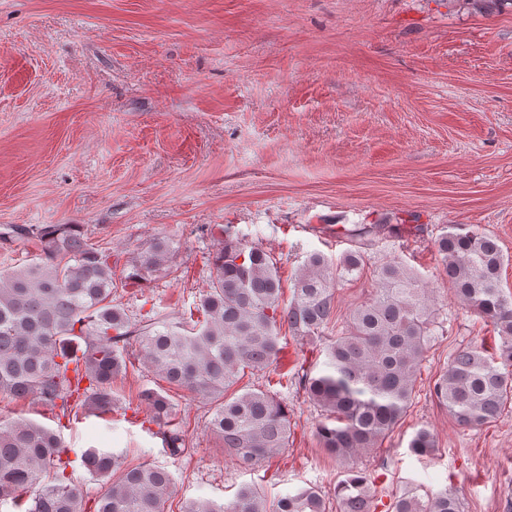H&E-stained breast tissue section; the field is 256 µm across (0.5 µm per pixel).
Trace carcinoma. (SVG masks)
I'll return each instance as SVG.
<instances>
[{
	"instance_id": "cac0c4a2",
	"label": "carcinoma",
	"mask_w": 512,
	"mask_h": 512,
	"mask_svg": "<svg viewBox=\"0 0 512 512\" xmlns=\"http://www.w3.org/2000/svg\"><path fill=\"white\" fill-rule=\"evenodd\" d=\"M222 246L213 256L210 288L189 315L175 321L149 311L133 320L112 304V291L173 273L171 244L156 238L114 278L112 252L93 247L81 224L39 228L9 225L0 239L37 237L42 253L24 267L0 270V394L29 396L57 411V419L83 409L112 411V378L126 368L127 347L138 345L142 363L169 384L213 404L211 432L241 464L258 468L288 447V408L268 389L238 387L245 375L278 364L281 328L311 342L321 338L336 316L335 288L361 268V255L345 252L338 261L308 255L295 279L292 297L282 299L277 270L253 242L220 228ZM437 252L454 296L489 320L500 344L489 354L472 342L449 359L433 392L462 427L490 424L512 403V295L500 286L504 257L497 240L479 229L453 224L437 241ZM376 288L349 313L329 343L322 363L297 374L307 397L325 413L317 427L321 448L346 464L380 446L411 407L415 383L431 338L437 335L432 289L399 259L374 270ZM141 399L150 421L167 424L166 395L146 389ZM174 458L182 456V429L160 431ZM412 454L428 458L434 435L421 428L408 443ZM69 449L52 429L33 422L0 424V501L24 512H82V493L67 473ZM82 463L106 478L114 456L89 448ZM173 475L139 465L112 481L95 512H164ZM340 512H376L367 478L347 470L337 486ZM391 512H461L458 498L444 488L422 498L411 489ZM181 512H327L313 487L292 488L276 505L256 486L240 487L226 504L192 501Z\"/></svg>"
}]
</instances>
